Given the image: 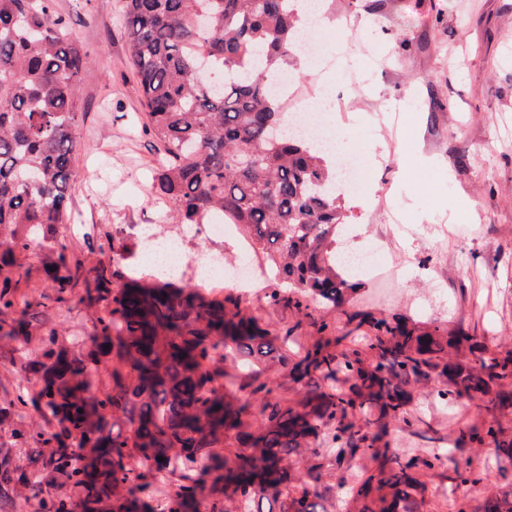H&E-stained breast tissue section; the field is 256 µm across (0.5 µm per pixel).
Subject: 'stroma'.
Returning <instances> with one entry per match:
<instances>
[{
	"label": "stroma",
	"instance_id": "stroma-1",
	"mask_svg": "<svg viewBox=\"0 0 512 512\" xmlns=\"http://www.w3.org/2000/svg\"><path fill=\"white\" fill-rule=\"evenodd\" d=\"M337 29L354 24L345 51L346 77L316 68L302 73L303 90L335 86L337 107L314 100L317 119L336 131L335 153L358 157L368 173L364 187L345 197L348 218L337 238L378 243L384 249L391 293L367 275L356 278L351 301L329 313L293 303L270 304V280L203 288L206 298L239 299L247 314L275 339L274 352L253 359L257 382L296 402L285 360L313 342L320 323L343 334L361 319L398 318L417 332L454 336L469 331L490 348H512V0H327ZM76 41L89 52L81 75L86 111L78 131L71 221L61 232L69 259H80L79 279L67 302H49L48 275L57 254L45 247L17 253L0 280L11 278L29 307L31 340L24 361L42 359L40 336H90L100 313L84 297L97 271L113 285L134 275L152 283L140 255L113 258V243L133 249L144 226L180 232L153 187L158 146L143 126L136 82L127 62L122 0H56ZM226 399L248 402L242 430L264 431L259 400L232 385L241 361L219 362ZM434 377L416 385L405 409L416 425L390 423L382 441L402 459L447 447L487 410L472 402L440 404ZM485 481L467 491L470 506L512 483V464L490 451L473 454ZM378 461L358 455L331 463L301 448L290 459V479L255 498L260 512H286L308 471L320 473L327 512H359L351 492Z\"/></svg>",
	"mask_w": 512,
	"mask_h": 512
}]
</instances>
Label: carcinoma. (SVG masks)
<instances>
[{"label":"carcinoma","instance_id":"carcinoma-1","mask_svg":"<svg viewBox=\"0 0 512 512\" xmlns=\"http://www.w3.org/2000/svg\"><path fill=\"white\" fill-rule=\"evenodd\" d=\"M296 0H123L129 63L137 78L148 128L162 149L155 191L172 204L177 224H203L214 215L242 230L250 252L270 263L274 278L326 310L348 304L356 291L343 266L336 237L346 213L336 188V161L313 141L283 132L280 96L268 70L288 62L298 40ZM208 25L198 24L200 17ZM89 54L73 38L56 0H0V264L33 238L59 253L62 275L52 276L55 300L75 287L60 227L69 220L74 155L83 118L81 74ZM97 318L85 354L42 336L45 361L34 368L39 389L0 403V418L23 419L28 407L56 422V432L14 437L39 448L29 457L35 473L50 471L83 489L84 512L102 500L113 512H130L143 492L135 456L171 472L158 512H183L203 495V476L234 486L247 505L287 474L285 460L313 444L334 454L336 465L358 453L379 455L376 444L389 421L415 424L404 411L408 387L432 376L448 378L446 400L480 401L491 413H512V351H493L481 336H432L386 319L359 322L369 334L329 336L297 354L289 377L304 393L299 408L272 399L266 385L240 384L262 394L265 431L236 434L234 468L215 449L243 425L247 405L224 400V374L209 369L226 348L246 356L272 351L268 333L241 315L238 303L208 300L196 287L164 280L145 286L135 278L117 288L104 272L95 278ZM18 299L10 279L0 285V314ZM26 311L0 320V337L22 351L30 340ZM110 348H105V345ZM112 361V386L91 391L90 364ZM126 419L128 435L113 434L108 419ZM490 447L512 461V427L497 419L470 427L445 453L407 462L388 457L378 473L359 482L361 512H419L424 478L450 463L451 479L477 485L470 453ZM95 453L93 472L76 449ZM163 460H158V457ZM288 512H325L308 475ZM10 457L0 454V512H12L11 490L27 484ZM44 512H74L72 501L41 487ZM476 512H512V484L486 496Z\"/></svg>","mask_w":512,"mask_h":512}]
</instances>
